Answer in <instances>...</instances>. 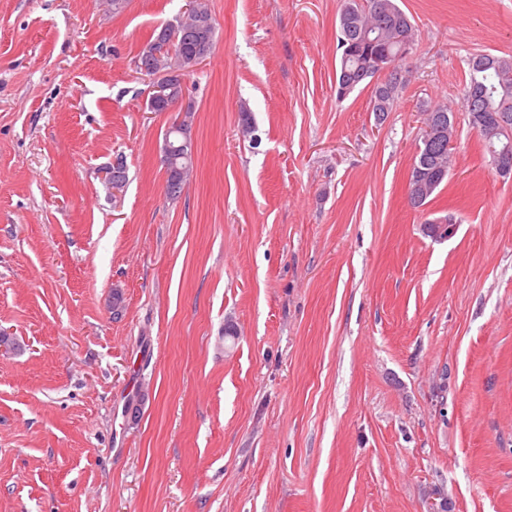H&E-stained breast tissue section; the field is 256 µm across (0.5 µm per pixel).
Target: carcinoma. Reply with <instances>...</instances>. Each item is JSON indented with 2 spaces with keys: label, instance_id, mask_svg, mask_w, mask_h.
I'll return each mask as SVG.
<instances>
[{
  "label": "carcinoma",
  "instance_id": "1",
  "mask_svg": "<svg viewBox=\"0 0 512 512\" xmlns=\"http://www.w3.org/2000/svg\"><path fill=\"white\" fill-rule=\"evenodd\" d=\"M386 14L377 15L374 0H345L338 18L337 50L340 51L339 65L336 68V86L350 94L361 85L372 86V110L390 112L393 110L399 91L407 82V71L402 67L406 58L401 36L415 38L414 26L408 15L399 7L396 0H383ZM180 36L172 39V29L168 26L154 31L151 40L137 55L148 57L150 66L156 73L172 75L176 78L169 93L171 98L180 96L181 88L177 78L194 71L198 58L208 56L215 46V20L205 0H195L193 12L178 22ZM376 52H386L396 62V73L383 81L375 78V73L366 66L368 57ZM476 64L470 66V79L463 96L466 116L479 112L483 116L496 115L504 110L512 113V55L501 56L481 53L473 56ZM423 112H432L442 117V129L433 130L428 151L414 156L413 166L433 170L450 169L452 154L448 153V114L453 112L449 105L424 104ZM478 126L483 149L489 154L500 152L509 144V138L494 125L475 122ZM163 139L175 145H183L184 157L177 158L166 153L161 146L162 163L166 182L176 175H188L193 167L191 125L187 119L177 125V132L168 129ZM445 179H429L420 188L410 183V194L418 195L422 207Z\"/></svg>",
  "mask_w": 512,
  "mask_h": 512
}]
</instances>
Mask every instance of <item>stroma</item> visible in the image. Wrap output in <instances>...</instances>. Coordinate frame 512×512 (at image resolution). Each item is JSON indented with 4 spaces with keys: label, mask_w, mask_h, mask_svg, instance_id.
<instances>
[{
    "label": "stroma",
    "mask_w": 512,
    "mask_h": 512,
    "mask_svg": "<svg viewBox=\"0 0 512 512\" xmlns=\"http://www.w3.org/2000/svg\"><path fill=\"white\" fill-rule=\"evenodd\" d=\"M398 4L380 120L336 96L343 0H208L172 200L134 60L186 0H0V512H512V179L461 115L408 202L420 104L512 55V0Z\"/></svg>",
    "instance_id": "obj_1"
}]
</instances>
